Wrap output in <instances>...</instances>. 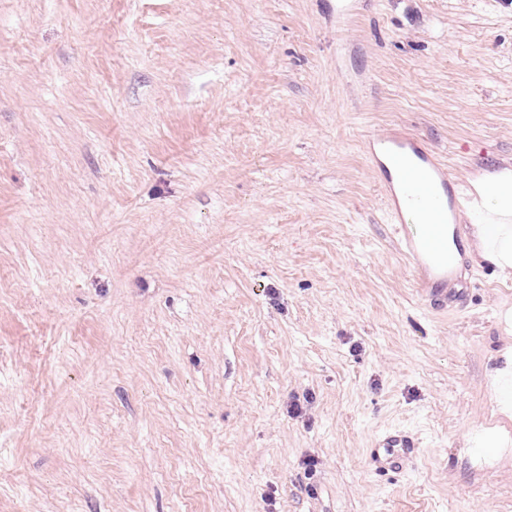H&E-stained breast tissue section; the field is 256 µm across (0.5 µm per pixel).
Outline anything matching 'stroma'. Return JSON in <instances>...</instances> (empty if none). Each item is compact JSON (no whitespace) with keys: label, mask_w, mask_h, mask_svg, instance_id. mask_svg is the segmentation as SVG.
Masks as SVG:
<instances>
[{"label":"stroma","mask_w":512,"mask_h":512,"mask_svg":"<svg viewBox=\"0 0 512 512\" xmlns=\"http://www.w3.org/2000/svg\"><path fill=\"white\" fill-rule=\"evenodd\" d=\"M376 126L512 167V4L0 0V512H512V277L422 303ZM373 448L375 461H378L380 458L379 450L381 448L385 449L388 454H393L394 448H415V446L407 435L400 432H387L376 439Z\"/></svg>","instance_id":"stroma-1"}]
</instances>
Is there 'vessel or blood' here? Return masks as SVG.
<instances>
[{"instance_id": "vessel-or-blood-1", "label": "vessel or blood", "mask_w": 512, "mask_h": 512, "mask_svg": "<svg viewBox=\"0 0 512 512\" xmlns=\"http://www.w3.org/2000/svg\"><path fill=\"white\" fill-rule=\"evenodd\" d=\"M367 147L422 297L435 307L447 306L453 297L448 285L461 273L462 213L471 211L491 224L512 222V213L492 209L481 186L457 192L447 168L403 131L369 133Z\"/></svg>"}]
</instances>
